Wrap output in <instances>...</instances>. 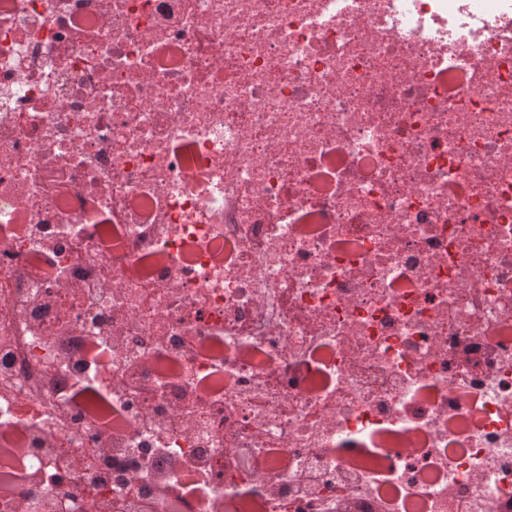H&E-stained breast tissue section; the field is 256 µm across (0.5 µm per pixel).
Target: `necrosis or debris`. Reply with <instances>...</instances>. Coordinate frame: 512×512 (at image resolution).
<instances>
[{
	"instance_id": "necrosis-or-debris-1",
	"label": "necrosis or debris",
	"mask_w": 512,
	"mask_h": 512,
	"mask_svg": "<svg viewBox=\"0 0 512 512\" xmlns=\"http://www.w3.org/2000/svg\"><path fill=\"white\" fill-rule=\"evenodd\" d=\"M4 455L0 512H512V0H0Z\"/></svg>"
}]
</instances>
